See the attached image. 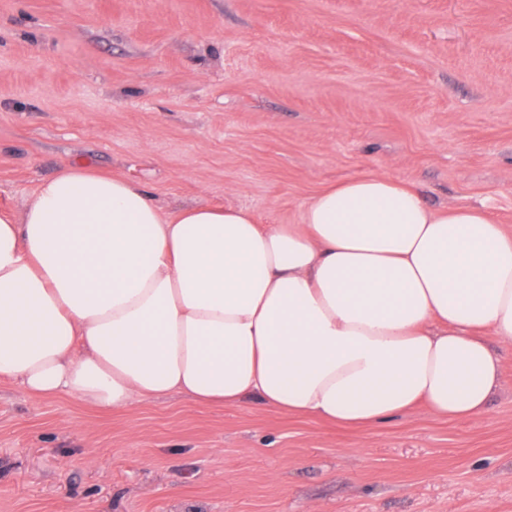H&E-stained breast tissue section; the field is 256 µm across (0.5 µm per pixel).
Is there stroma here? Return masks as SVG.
I'll list each match as a JSON object with an SVG mask.
<instances>
[{"label": "stroma", "mask_w": 512, "mask_h": 512, "mask_svg": "<svg viewBox=\"0 0 512 512\" xmlns=\"http://www.w3.org/2000/svg\"><path fill=\"white\" fill-rule=\"evenodd\" d=\"M76 161L260 224L385 173L512 229V0H0V208ZM503 369L483 418L362 428L4 382L0 512H512Z\"/></svg>", "instance_id": "35a3bbf8"}]
</instances>
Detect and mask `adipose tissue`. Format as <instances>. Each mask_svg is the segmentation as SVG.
<instances>
[{
	"mask_svg": "<svg viewBox=\"0 0 512 512\" xmlns=\"http://www.w3.org/2000/svg\"><path fill=\"white\" fill-rule=\"evenodd\" d=\"M512 345V230L384 173L296 224L75 163L0 210V381L120 410L184 393L373 425L427 404L487 415Z\"/></svg>",
	"mask_w": 512,
	"mask_h": 512,
	"instance_id": "ef3b65f1",
	"label": "adipose tissue"
}]
</instances>
